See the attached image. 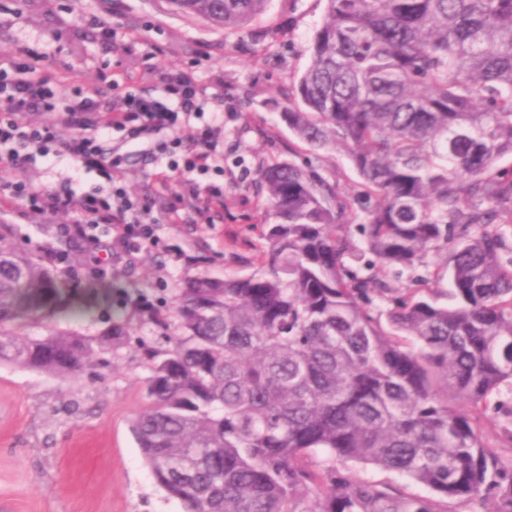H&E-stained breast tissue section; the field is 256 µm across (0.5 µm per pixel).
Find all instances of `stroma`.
Instances as JSON below:
<instances>
[{
	"label": "stroma",
	"instance_id": "1",
	"mask_svg": "<svg viewBox=\"0 0 512 512\" xmlns=\"http://www.w3.org/2000/svg\"><path fill=\"white\" fill-rule=\"evenodd\" d=\"M106 7V0H0V53L22 47L46 53L52 71L82 79L90 91L107 63L141 78L149 44L162 47L156 64L163 71L182 69L206 49L195 76L208 88L209 111L223 123L224 221L159 225L157 247L113 253L98 279L87 275L91 245L63 231L69 216L8 212L0 216V239L38 261L57 252L55 268L66 286L93 297V317L68 323V330L93 335L118 314L133 335L154 337L140 298L168 316L183 280L250 272L266 222L257 187L263 166L306 153L343 194H355L360 179L344 148L308 152L280 119L309 63L323 0H270L244 33L182 14L169 0H124L112 14L118 36L108 43L88 23ZM109 142L126 157L129 193L155 197L159 162L133 152L120 134ZM29 172L36 186L65 185L78 195L99 182L65 159H37ZM147 375L134 343L73 380L0 364V512H181L156 485L130 428L146 403Z\"/></svg>",
	"mask_w": 512,
	"mask_h": 512
}]
</instances>
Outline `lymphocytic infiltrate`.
I'll return each mask as SVG.
<instances>
[{
  "instance_id": "1",
  "label": "lymphocytic infiltrate",
  "mask_w": 512,
  "mask_h": 512,
  "mask_svg": "<svg viewBox=\"0 0 512 512\" xmlns=\"http://www.w3.org/2000/svg\"><path fill=\"white\" fill-rule=\"evenodd\" d=\"M100 80L102 90L115 93L108 110L101 104L102 91L62 90L41 53L0 54V165L14 170L0 178V211L67 214L71 222L64 231L71 239L99 248L103 236L113 233L129 253L154 246L156 226L163 222L177 224L188 216L197 224L223 223V186L199 182L201 175L224 171L217 151L222 129L207 118L204 89L193 72L163 75L155 96L127 80L106 74ZM33 112L46 113L47 121H31ZM185 130L196 145L188 154L179 151ZM113 132L129 143L150 144L151 157L166 159L172 175L160 181L161 191L170 195L162 211H155L153 199L131 196L123 187V159L105 146ZM38 155L67 158L96 173L100 182L79 196L65 187L37 190L18 166Z\"/></svg>"
}]
</instances>
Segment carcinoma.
<instances>
[{"instance_id":"1","label":"carcinoma","mask_w":512,"mask_h":512,"mask_svg":"<svg viewBox=\"0 0 512 512\" xmlns=\"http://www.w3.org/2000/svg\"><path fill=\"white\" fill-rule=\"evenodd\" d=\"M244 30L269 0H170ZM298 104L309 150L343 146L361 190L309 162L258 173L269 219L247 275L175 291L132 430L181 512H512V0H325ZM360 211L361 239L345 218ZM445 255L448 302L430 284ZM407 274L402 288L382 272ZM51 269L0 242V363L70 379L124 346ZM43 333L30 334V322ZM405 477L427 494L357 477Z\"/></svg>"}]
</instances>
